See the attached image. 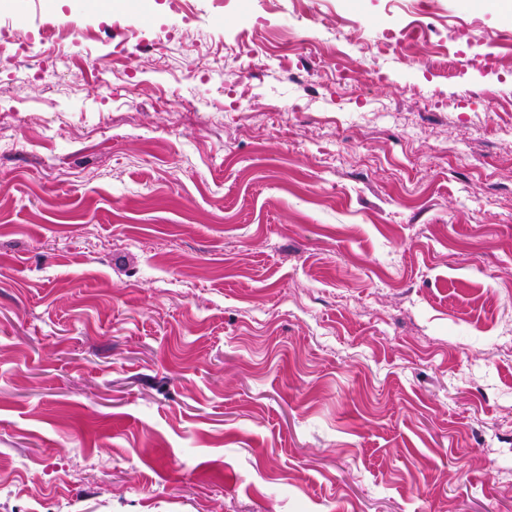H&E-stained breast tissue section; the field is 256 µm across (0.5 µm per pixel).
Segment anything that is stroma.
<instances>
[{
    "instance_id": "obj_1",
    "label": "stroma",
    "mask_w": 512,
    "mask_h": 512,
    "mask_svg": "<svg viewBox=\"0 0 512 512\" xmlns=\"http://www.w3.org/2000/svg\"><path fill=\"white\" fill-rule=\"evenodd\" d=\"M147 6L100 81L124 19L0 17V512H512V0ZM415 24L379 81L282 58ZM491 45L495 123L423 62ZM89 38V31L83 27L77 26L68 21L53 19L46 23L44 31L41 33L40 43L45 52L55 53L58 59H68V49L66 45L80 42ZM26 54L21 43L4 38L0 33V68L14 67Z\"/></svg>"
}]
</instances>
